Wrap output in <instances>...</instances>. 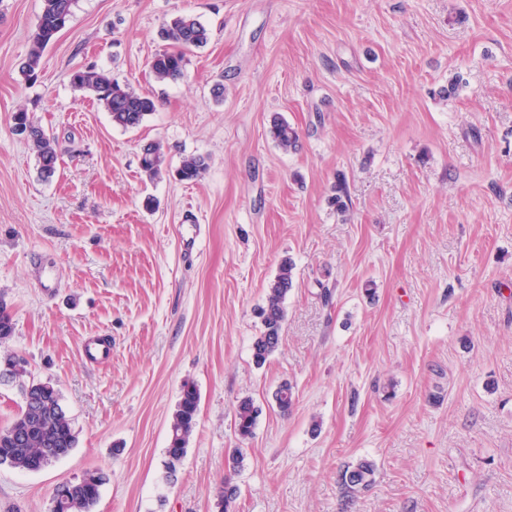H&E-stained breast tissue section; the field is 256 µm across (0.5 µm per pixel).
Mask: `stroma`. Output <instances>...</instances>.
I'll return each instance as SVG.
<instances>
[{
  "mask_svg": "<svg viewBox=\"0 0 512 512\" xmlns=\"http://www.w3.org/2000/svg\"><path fill=\"white\" fill-rule=\"evenodd\" d=\"M41 11L0 0V353L58 389L77 445L38 472L0 466V512H51L96 470L94 512H217L245 397L235 512H512V0H76L28 82ZM183 14L210 40L157 82L159 32ZM91 64L156 111L113 126L71 85ZM21 109L65 151L52 180L12 131ZM189 155L207 169L178 180ZM285 258L282 341L258 366ZM98 338L112 355L88 362ZM188 382L200 409L170 481ZM362 459L374 482L344 507L338 475ZM270 134L277 145L284 150L295 148L299 140L297 130L288 121L279 117L274 118ZM163 163V153L161 147L157 143H150L144 146L141 158V170L149 177L155 178L161 172V165ZM292 271L291 259H283L275 279L268 288L266 302L258 309L257 315L262 330L252 344L253 361L258 366L264 365L280 346L281 331L286 318L284 302L293 287ZM259 408L253 399L245 397L241 399L235 408V432L243 442L253 436Z\"/></svg>",
  "mask_w": 512,
  "mask_h": 512,
  "instance_id": "1",
  "label": "stroma"
}]
</instances>
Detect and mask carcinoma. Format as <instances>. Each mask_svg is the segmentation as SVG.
<instances>
[{
	"label": "carcinoma",
	"instance_id": "carcinoma-1",
	"mask_svg": "<svg viewBox=\"0 0 512 512\" xmlns=\"http://www.w3.org/2000/svg\"><path fill=\"white\" fill-rule=\"evenodd\" d=\"M75 0H43L42 12L37 28L32 35L31 47L22 64L21 72L25 79L36 76L45 48L52 38L62 30L72 15ZM162 36L169 41L172 49L156 54L150 63V72L160 81H176L181 78L185 63V54L193 48H200L209 40L208 29L194 16L183 15L175 18L165 28ZM71 84L77 90L89 91L108 112L112 125L122 129L140 126L145 117L156 109L154 97L138 93L128 86H122L112 77L94 65L74 72ZM13 120L29 127L26 140L35 153L38 173L41 178H52L61 159L57 138L37 125L25 110L14 113ZM270 134L279 147L284 150L296 147L299 140L297 130L288 121L276 117ZM163 153L157 143L144 146L141 158V170L154 178L161 172ZM207 168L203 156H188L177 169L182 181H194L202 176ZM293 263L286 258L281 261L278 273L271 282L266 302L258 309L262 330L252 344V357L256 365L262 366L279 348L281 331L286 318L285 299L293 287ZM12 316L6 302L0 298V344L13 336ZM22 394L23 406L10 424L14 430L26 435L21 442L0 435V466L21 471L37 472L51 463L65 457L75 448L77 437L60 402L58 390L49 382L27 380L23 372L13 378ZM276 407L287 414L294 405L293 387L284 383L273 395ZM199 392L195 385H183L170 425L168 446L165 448L168 473H176V464L187 451L190 436L195 428L199 410ZM259 408L253 399H241L235 408V432L242 441L253 436ZM246 449L236 448L228 456L227 474L220 496L224 498L223 512H230L238 496V487L233 477L238 473L244 460ZM374 464L363 460L344 469L340 474V484L345 496L352 499L373 483ZM107 477L96 471L85 473L75 481L61 503L58 512H93L100 496L101 487Z\"/></svg>",
	"mask_w": 512,
	"mask_h": 512
}]
</instances>
